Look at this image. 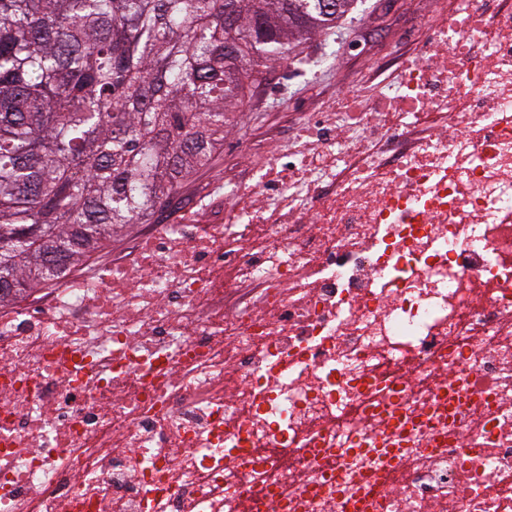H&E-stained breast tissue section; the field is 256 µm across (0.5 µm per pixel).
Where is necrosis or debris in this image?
Here are the masks:
<instances>
[{
	"label": "necrosis or debris",
	"instance_id": "4bbe7bcc",
	"mask_svg": "<svg viewBox=\"0 0 512 512\" xmlns=\"http://www.w3.org/2000/svg\"><path fill=\"white\" fill-rule=\"evenodd\" d=\"M434 3L310 152L0 304V512H512V0Z\"/></svg>",
	"mask_w": 512,
	"mask_h": 512
}]
</instances>
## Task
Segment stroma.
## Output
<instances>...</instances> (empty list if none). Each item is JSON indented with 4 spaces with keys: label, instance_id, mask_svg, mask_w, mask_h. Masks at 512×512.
I'll list each match as a JSON object with an SVG mask.
<instances>
[{
    "label": "stroma",
    "instance_id": "35a3bbf8",
    "mask_svg": "<svg viewBox=\"0 0 512 512\" xmlns=\"http://www.w3.org/2000/svg\"><path fill=\"white\" fill-rule=\"evenodd\" d=\"M429 8V0H364L353 19L302 46L308 63L323 59L324 72L310 70L308 63L270 66L264 85L229 112L223 148L182 183L181 193L221 176L247 181L245 147L269 138L295 139L306 113L320 111L341 92H366L377 63L393 51L410 18Z\"/></svg>",
    "mask_w": 512,
    "mask_h": 512
}]
</instances>
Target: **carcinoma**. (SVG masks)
<instances>
[{
	"instance_id": "cac0c4a2",
	"label": "carcinoma",
	"mask_w": 512,
	"mask_h": 512,
	"mask_svg": "<svg viewBox=\"0 0 512 512\" xmlns=\"http://www.w3.org/2000/svg\"><path fill=\"white\" fill-rule=\"evenodd\" d=\"M320 0H0V302L146 224Z\"/></svg>"
}]
</instances>
